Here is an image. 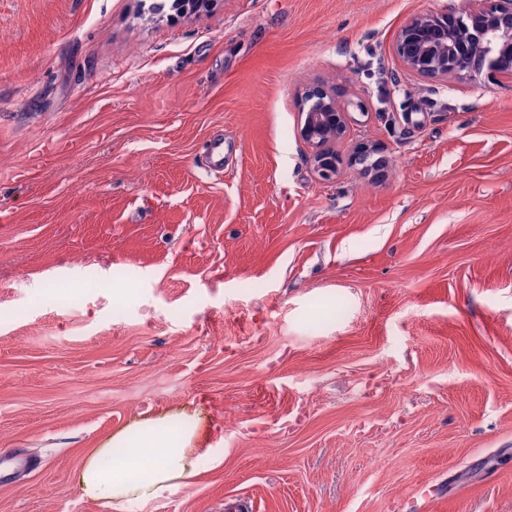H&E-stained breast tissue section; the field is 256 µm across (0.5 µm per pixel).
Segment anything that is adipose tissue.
I'll return each instance as SVG.
<instances>
[{"mask_svg":"<svg viewBox=\"0 0 512 512\" xmlns=\"http://www.w3.org/2000/svg\"><path fill=\"white\" fill-rule=\"evenodd\" d=\"M196 414L133 422L95 449L75 474L82 493L109 512L126 504L149 503L196 475L200 456L190 446Z\"/></svg>","mask_w":512,"mask_h":512,"instance_id":"adipose-tissue-1","label":"adipose tissue"}]
</instances>
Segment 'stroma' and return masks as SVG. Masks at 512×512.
I'll return each instance as SVG.
<instances>
[{
  "instance_id": "stroma-1",
  "label": "stroma",
  "mask_w": 512,
  "mask_h": 512,
  "mask_svg": "<svg viewBox=\"0 0 512 512\" xmlns=\"http://www.w3.org/2000/svg\"><path fill=\"white\" fill-rule=\"evenodd\" d=\"M450 2L0 0V512H105L74 472L183 410L130 512H512V79L392 52ZM314 83L383 167L318 177Z\"/></svg>"
}]
</instances>
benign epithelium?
Wrapping results in <instances>:
<instances>
[{
    "mask_svg": "<svg viewBox=\"0 0 512 512\" xmlns=\"http://www.w3.org/2000/svg\"><path fill=\"white\" fill-rule=\"evenodd\" d=\"M402 67L422 80L512 77V0H464L458 8L408 18L393 43ZM303 140L313 151L315 169L331 180L343 159L333 145L346 132L347 112L323 85L301 95Z\"/></svg>",
    "mask_w": 512,
    "mask_h": 512,
    "instance_id": "1",
    "label": "benign epithelium"
}]
</instances>
